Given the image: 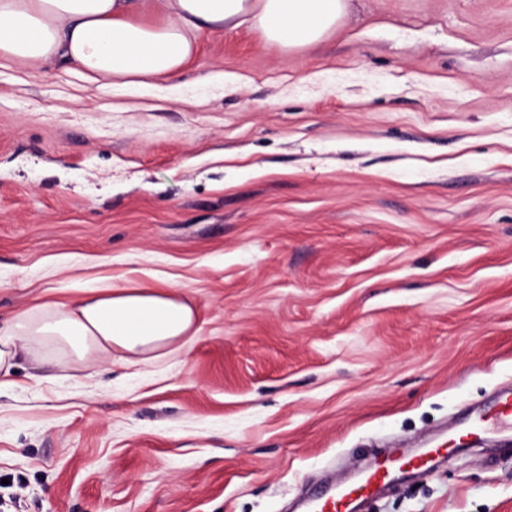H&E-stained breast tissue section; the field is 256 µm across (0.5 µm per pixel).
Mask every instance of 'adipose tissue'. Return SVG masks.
I'll return each mask as SVG.
<instances>
[{"label":"adipose tissue","mask_w":512,"mask_h":512,"mask_svg":"<svg viewBox=\"0 0 512 512\" xmlns=\"http://www.w3.org/2000/svg\"><path fill=\"white\" fill-rule=\"evenodd\" d=\"M345 8V0H0V58L36 70L60 62L90 81L140 89L178 77L201 33L246 24L298 48L320 40ZM195 320L190 301L170 288H86L0 325V379L20 358L55 346L81 360L116 351L151 364L188 346Z\"/></svg>","instance_id":"obj_1"}]
</instances>
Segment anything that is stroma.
<instances>
[{"label": "stroma", "mask_w": 512, "mask_h": 512, "mask_svg": "<svg viewBox=\"0 0 512 512\" xmlns=\"http://www.w3.org/2000/svg\"><path fill=\"white\" fill-rule=\"evenodd\" d=\"M92 279L184 292L197 334L21 359L0 512H279L485 409L512 381V0H347L297 50L227 28L134 94L0 58V322ZM367 512H512V442Z\"/></svg>", "instance_id": "stroma-1"}]
</instances>
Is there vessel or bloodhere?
I'll return each mask as SVG.
<instances>
[{"mask_svg":"<svg viewBox=\"0 0 512 512\" xmlns=\"http://www.w3.org/2000/svg\"><path fill=\"white\" fill-rule=\"evenodd\" d=\"M485 433H512V396L503 395L492 413H479L468 419L454 437L467 441ZM446 451L437 445L424 449L419 456L390 452L376 457L362 472L360 480L353 484L333 485L319 490L308 501V512H357L359 503L370 496L379 486L393 481L406 470H425L432 458Z\"/></svg>","mask_w":512,"mask_h":512,"instance_id":"obj_1","label":"vessel or blood"}]
</instances>
